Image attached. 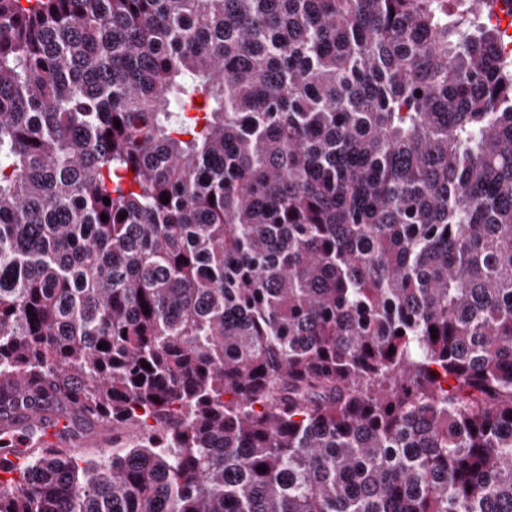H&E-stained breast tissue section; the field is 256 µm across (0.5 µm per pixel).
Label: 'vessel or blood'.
Returning <instances> with one entry per match:
<instances>
[{"label":"vessel or blood","mask_w":512,"mask_h":512,"mask_svg":"<svg viewBox=\"0 0 512 512\" xmlns=\"http://www.w3.org/2000/svg\"><path fill=\"white\" fill-rule=\"evenodd\" d=\"M112 425L83 424L77 411L65 406L29 409L23 406L0 412V459L16 464L35 448L81 449L111 446Z\"/></svg>","instance_id":"vessel-or-blood-1"}]
</instances>
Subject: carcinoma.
<instances>
[{
  "label": "carcinoma",
  "instance_id": "1",
  "mask_svg": "<svg viewBox=\"0 0 512 512\" xmlns=\"http://www.w3.org/2000/svg\"><path fill=\"white\" fill-rule=\"evenodd\" d=\"M479 2L0 0V388L139 431L0 512H512Z\"/></svg>",
  "mask_w": 512,
  "mask_h": 512
}]
</instances>
